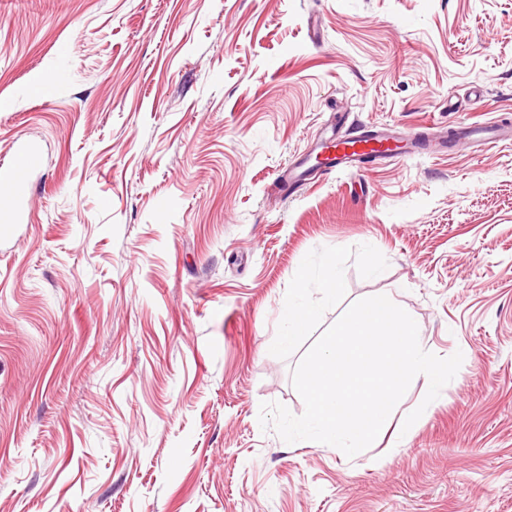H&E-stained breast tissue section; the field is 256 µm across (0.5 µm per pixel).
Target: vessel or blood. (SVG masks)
<instances>
[{
  "instance_id": "obj_1",
  "label": "vessel or blood",
  "mask_w": 512,
  "mask_h": 512,
  "mask_svg": "<svg viewBox=\"0 0 512 512\" xmlns=\"http://www.w3.org/2000/svg\"><path fill=\"white\" fill-rule=\"evenodd\" d=\"M465 138L486 144L512 143V125L490 122L463 127ZM396 138L388 130H363L354 134H337L334 127H327L317 145L313 159L297 160L288 170V182L297 183L303 172L319 169H347L362 163L365 157L384 160L388 157L387 146ZM41 155L38 148L27 144L19 146L9 161L0 163V231L8 232L20 223L26 214L31 176L39 167Z\"/></svg>"
}]
</instances>
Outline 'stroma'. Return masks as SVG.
Segmentation results:
<instances>
[{
	"label": "stroma",
	"mask_w": 512,
	"mask_h": 512,
	"mask_svg": "<svg viewBox=\"0 0 512 512\" xmlns=\"http://www.w3.org/2000/svg\"><path fill=\"white\" fill-rule=\"evenodd\" d=\"M2 101L0 160L43 162L0 237V512H512V145L276 180L339 116L511 124L512 0H0ZM380 293L462 351L439 397L352 457L262 429ZM316 313V310L305 301H299L286 308L282 313V320L287 327V333L281 336V345L290 346L296 336L300 335L305 327L313 320Z\"/></svg>",
	"instance_id": "1"
}]
</instances>
